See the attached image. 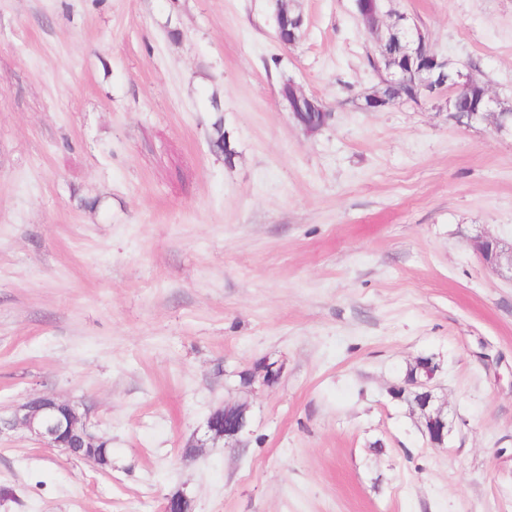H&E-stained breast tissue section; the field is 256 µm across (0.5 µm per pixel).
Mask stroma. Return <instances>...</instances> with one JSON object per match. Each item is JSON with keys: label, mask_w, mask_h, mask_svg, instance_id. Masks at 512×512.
Masks as SVG:
<instances>
[{"label": "stroma", "mask_w": 512, "mask_h": 512, "mask_svg": "<svg viewBox=\"0 0 512 512\" xmlns=\"http://www.w3.org/2000/svg\"><path fill=\"white\" fill-rule=\"evenodd\" d=\"M288 6L291 48L275 0H0V415L75 403L112 449L15 429L0 512H512V280L470 246L512 243V137L367 111L353 0ZM400 14L512 103V0ZM287 78L327 127L294 122ZM422 357L443 448L392 396ZM226 404L234 440L207 430ZM230 415H233L236 418V425L231 430H225L222 426V422H224L225 416L227 417ZM246 426V408L230 404H226L223 407L213 410L207 420V428L209 432L213 433L215 436L225 437L228 439L237 438Z\"/></svg>", "instance_id": "stroma-1"}]
</instances>
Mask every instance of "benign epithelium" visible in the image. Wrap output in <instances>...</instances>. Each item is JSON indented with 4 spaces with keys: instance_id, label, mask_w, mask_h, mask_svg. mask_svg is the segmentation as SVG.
Returning a JSON list of instances; mask_svg holds the SVG:
<instances>
[{
    "instance_id": "7a95c632",
    "label": "benign epithelium",
    "mask_w": 512,
    "mask_h": 512,
    "mask_svg": "<svg viewBox=\"0 0 512 512\" xmlns=\"http://www.w3.org/2000/svg\"><path fill=\"white\" fill-rule=\"evenodd\" d=\"M358 18L366 29L375 33L383 14V0H354ZM393 36L405 40L397 70L387 72L386 81L401 89L402 101L419 104L421 98H432L440 102V107L453 114L458 122L483 121L492 118L497 132L512 136V112H504L499 107V99L487 89L473 90L476 81L462 70L449 69V61L439 60L427 46L425 33L420 28L410 30L403 23V17L394 21L387 34L377 37L381 45ZM467 97L471 107L464 111L456 110L457 101ZM474 253L481 262L492 270L512 276V246L506 248L501 241L486 235H478L470 240ZM432 366L425 368L422 378L407 382L413 389L417 408L423 418L426 433L432 446L444 444L448 436V421L440 409L434 405L429 390V382L434 376ZM247 426L246 408L226 404L210 414L207 420L208 431L216 436L234 439ZM22 427L32 436L51 448H60L75 454V445L93 448L102 442L92 430L88 412L79 407L53 398L35 397L16 406L6 418H0V433ZM161 512H189V500L182 493L165 498Z\"/></svg>"
}]
</instances>
